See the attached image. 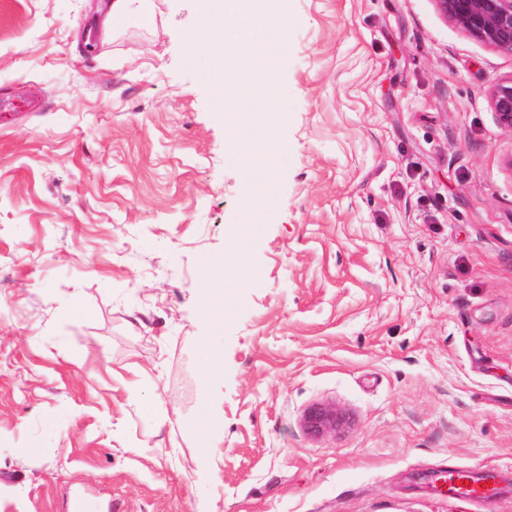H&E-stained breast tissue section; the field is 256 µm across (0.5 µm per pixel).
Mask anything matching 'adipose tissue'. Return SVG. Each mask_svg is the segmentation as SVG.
I'll list each match as a JSON object with an SVG mask.
<instances>
[{
    "label": "adipose tissue",
    "instance_id": "ef3b65f1",
    "mask_svg": "<svg viewBox=\"0 0 512 512\" xmlns=\"http://www.w3.org/2000/svg\"><path fill=\"white\" fill-rule=\"evenodd\" d=\"M258 231L259 227L255 224L242 226L224 255L207 262L204 277L205 299L200 306L201 313L206 319H213L215 315L229 309L226 294L217 286L218 281L223 280L224 276H232L236 287L239 288L253 284L247 243Z\"/></svg>",
    "mask_w": 512,
    "mask_h": 512
}]
</instances>
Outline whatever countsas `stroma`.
<instances>
[{"instance_id": "obj_1", "label": "stroma", "mask_w": 512, "mask_h": 512, "mask_svg": "<svg viewBox=\"0 0 512 512\" xmlns=\"http://www.w3.org/2000/svg\"><path fill=\"white\" fill-rule=\"evenodd\" d=\"M0 0V512H512V54L432 0H285L263 210L196 46L200 0ZM223 326L202 266L241 224ZM224 347L198 457L199 339ZM353 419L314 438L305 411ZM500 468L493 506L430 488ZM152 7L153 1L151 0H113L111 10L101 20V25L105 31H109L117 22L123 21L129 16L147 15ZM489 102L501 127L512 131V78L495 83L489 90ZM259 228V224H244L229 249L225 251L224 258L216 257L207 262L204 277L206 297L200 306L201 314L206 319H213L215 314H226L230 308L226 302L229 296L224 294V290L213 288L216 282L224 279V272L225 279L231 274L236 280V282L232 281L231 288H242L254 284L255 280L250 273L247 242L257 235ZM216 399L208 394L202 401L194 419L195 426L202 436V448H199V458L204 460L212 448L216 447L215 437L212 435V427L216 410Z\"/></svg>"}]
</instances>
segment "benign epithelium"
Masks as SVG:
<instances>
[{"label":"benign epithelium","mask_w":512,"mask_h":512,"mask_svg":"<svg viewBox=\"0 0 512 512\" xmlns=\"http://www.w3.org/2000/svg\"><path fill=\"white\" fill-rule=\"evenodd\" d=\"M438 12L462 31L503 52L512 53V0H433ZM489 102L501 127L512 131V78L495 83ZM352 425L349 415L329 404H314L302 419L313 437L344 431Z\"/></svg>","instance_id":"obj_1"}]
</instances>
